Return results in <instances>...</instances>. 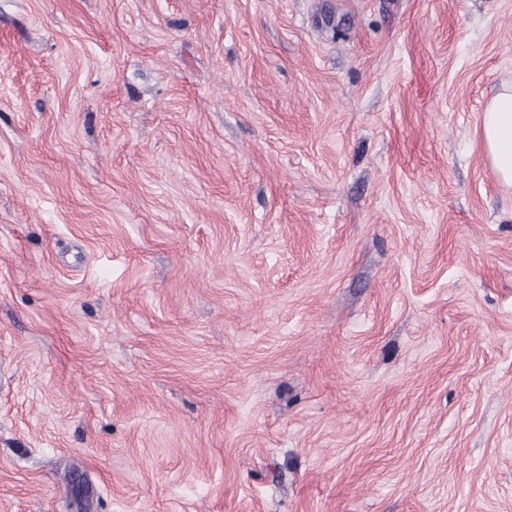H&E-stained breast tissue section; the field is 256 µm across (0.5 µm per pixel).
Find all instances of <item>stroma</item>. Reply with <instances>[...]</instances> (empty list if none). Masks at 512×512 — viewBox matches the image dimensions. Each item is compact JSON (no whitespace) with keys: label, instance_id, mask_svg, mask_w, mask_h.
I'll list each match as a JSON object with an SVG mask.
<instances>
[{"label":"stroma","instance_id":"1","mask_svg":"<svg viewBox=\"0 0 512 512\" xmlns=\"http://www.w3.org/2000/svg\"><path fill=\"white\" fill-rule=\"evenodd\" d=\"M512 0H0V512H512ZM480 139L498 180L512 186V86L488 100L480 115Z\"/></svg>","mask_w":512,"mask_h":512}]
</instances>
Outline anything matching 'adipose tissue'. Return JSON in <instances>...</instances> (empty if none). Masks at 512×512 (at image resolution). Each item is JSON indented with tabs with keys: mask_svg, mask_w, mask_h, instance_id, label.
Returning a JSON list of instances; mask_svg holds the SVG:
<instances>
[{
	"mask_svg": "<svg viewBox=\"0 0 512 512\" xmlns=\"http://www.w3.org/2000/svg\"><path fill=\"white\" fill-rule=\"evenodd\" d=\"M480 139L498 180L512 186V86L488 100L480 115Z\"/></svg>",
	"mask_w": 512,
	"mask_h": 512,
	"instance_id": "obj_1",
	"label": "adipose tissue"
}]
</instances>
